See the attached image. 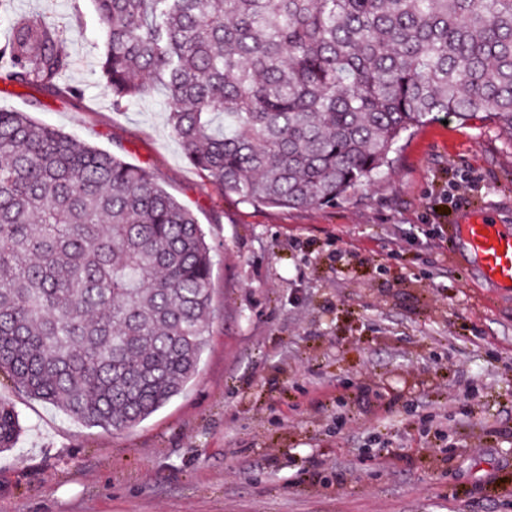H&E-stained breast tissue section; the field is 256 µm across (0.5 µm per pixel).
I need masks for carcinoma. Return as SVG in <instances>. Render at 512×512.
<instances>
[{
    "instance_id": "1",
    "label": "carcinoma",
    "mask_w": 512,
    "mask_h": 512,
    "mask_svg": "<svg viewBox=\"0 0 512 512\" xmlns=\"http://www.w3.org/2000/svg\"><path fill=\"white\" fill-rule=\"evenodd\" d=\"M122 110L160 86L188 162L225 196L327 206L444 112L512 141V0H93ZM11 17L0 81L79 99L64 30ZM211 246L144 169L0 111V369L91 426L145 420L195 374ZM20 413L0 402V452Z\"/></svg>"
}]
</instances>
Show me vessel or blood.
<instances>
[{"mask_svg":"<svg viewBox=\"0 0 512 512\" xmlns=\"http://www.w3.org/2000/svg\"><path fill=\"white\" fill-rule=\"evenodd\" d=\"M460 241L487 284L512 288V233L479 215L464 225Z\"/></svg>","mask_w":512,"mask_h":512,"instance_id":"1","label":"vessel or blood"}]
</instances>
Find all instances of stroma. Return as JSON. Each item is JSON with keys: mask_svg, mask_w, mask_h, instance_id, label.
Wrapping results in <instances>:
<instances>
[{"mask_svg": "<svg viewBox=\"0 0 512 512\" xmlns=\"http://www.w3.org/2000/svg\"><path fill=\"white\" fill-rule=\"evenodd\" d=\"M65 30L70 101L0 89L147 172L212 246L198 371L136 426L90 427L0 370L25 428L0 512H512V291L453 251L480 212L512 225V143L435 117L336 204L253 206L192 167L166 93L112 109L91 0H14Z\"/></svg>", "mask_w": 512, "mask_h": 512, "instance_id": "1", "label": "stroma"}]
</instances>
